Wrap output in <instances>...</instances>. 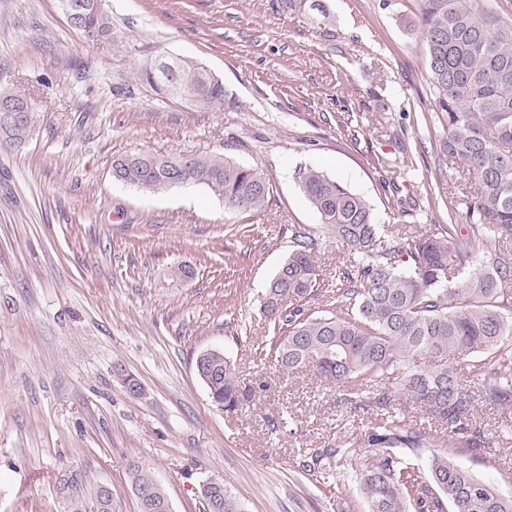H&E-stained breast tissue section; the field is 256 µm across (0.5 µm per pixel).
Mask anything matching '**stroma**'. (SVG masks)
Instances as JSON below:
<instances>
[{
    "label": "stroma",
    "instance_id": "obj_1",
    "mask_svg": "<svg viewBox=\"0 0 512 512\" xmlns=\"http://www.w3.org/2000/svg\"><path fill=\"white\" fill-rule=\"evenodd\" d=\"M327 25L281 0H106L112 40L87 42L59 0H0V81L35 98L34 130L0 152V512H70L65 470L140 512L135 467L172 512H200L223 480L248 512H367L354 482L326 486L299 451L350 439L335 388L260 359L265 291L295 234L315 240L327 287L344 261L296 174L317 168L364 196L380 224L448 221L456 166L440 152L417 0H322ZM164 54L224 80L230 105L159 96L137 78ZM221 154L265 175L259 211L205 190L143 193L114 158ZM180 265L192 278L172 275ZM220 348L251 402L220 410L195 373ZM143 396H131L124 375ZM290 424L270 429L268 419ZM456 459L512 498V448Z\"/></svg>",
    "mask_w": 512,
    "mask_h": 512
}]
</instances>
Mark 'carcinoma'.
Listing matches in <instances>:
<instances>
[{
    "label": "carcinoma",
    "mask_w": 512,
    "mask_h": 512,
    "mask_svg": "<svg viewBox=\"0 0 512 512\" xmlns=\"http://www.w3.org/2000/svg\"><path fill=\"white\" fill-rule=\"evenodd\" d=\"M83 27L89 41L111 39L105 11L86 0ZM426 47L427 82L440 112V152L463 166L478 191L464 203L462 224L420 228L376 223L374 209L319 169L298 172L301 190L325 229L343 247L347 262L336 288L321 287L312 259L313 239L297 235L263 302L272 336L271 360L285 373L308 372L338 389L339 402L367 418L350 440L305 448L300 469L337 483L341 469L369 449L356 470L368 512H512V499L462 468L456 449L480 454L512 436L504 415L490 437L474 417L475 403L512 408V18L491 0H418ZM198 62L181 59L175 72L143 68L138 77L167 98L199 106L224 105L231 97L219 79L197 75ZM30 95L0 83V107L20 106ZM32 127L0 125V149L23 145ZM117 180L148 193L202 187L224 209L258 211L270 195L259 171L223 155L204 157L127 154L112 161ZM481 266L473 256L486 244ZM331 295L319 307L315 299ZM431 353L440 363L422 369L413 357ZM468 359L463 376L456 362ZM200 380L212 400L236 412L253 396L235 363L221 349L206 353ZM424 412L435 432L414 422ZM446 441L440 440V435ZM426 455V470L403 466L407 455ZM64 481L77 492L71 512H82V473ZM133 488L140 512H163L169 502L152 473L138 469ZM202 512H247L226 489L199 485Z\"/></svg>",
    "instance_id": "obj_1"
}]
</instances>
